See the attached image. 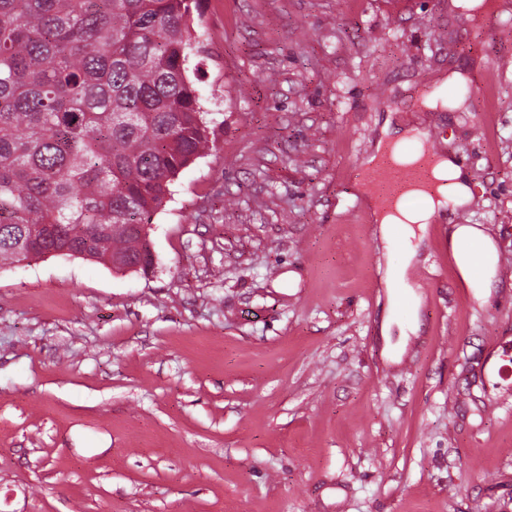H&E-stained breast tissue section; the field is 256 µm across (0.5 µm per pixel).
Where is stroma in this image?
<instances>
[{"instance_id":"stroma-1","label":"stroma","mask_w":512,"mask_h":512,"mask_svg":"<svg viewBox=\"0 0 512 512\" xmlns=\"http://www.w3.org/2000/svg\"><path fill=\"white\" fill-rule=\"evenodd\" d=\"M199 5L216 142L153 215L151 269L0 270V512H512L490 351L512 344V19ZM456 73L457 107H427ZM389 115L461 159L474 197L416 245L431 277L407 340L386 287L405 251L354 213ZM461 224L497 250L479 292L448 248Z\"/></svg>"}]
</instances>
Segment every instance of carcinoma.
Returning <instances> with one entry per match:
<instances>
[{
	"label": "carcinoma",
	"mask_w": 512,
	"mask_h": 512,
	"mask_svg": "<svg viewBox=\"0 0 512 512\" xmlns=\"http://www.w3.org/2000/svg\"><path fill=\"white\" fill-rule=\"evenodd\" d=\"M198 0H0V266L121 269L178 172L212 148Z\"/></svg>",
	"instance_id": "cac0c4a2"
}]
</instances>
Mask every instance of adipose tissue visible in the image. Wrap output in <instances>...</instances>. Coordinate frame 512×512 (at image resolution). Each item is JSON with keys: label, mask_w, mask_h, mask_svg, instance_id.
I'll return each instance as SVG.
<instances>
[{"label": "adipose tissue", "mask_w": 512, "mask_h": 512, "mask_svg": "<svg viewBox=\"0 0 512 512\" xmlns=\"http://www.w3.org/2000/svg\"><path fill=\"white\" fill-rule=\"evenodd\" d=\"M437 183L434 193H421V206L408 209L404 205L389 206L379 199L371 185H364L362 194L368 203L375 223L379 224L384 241H391L395 232H403L406 238H414L425 232L427 225L441 222L446 217L447 206L464 207L472 202V194L464 171L453 158H437L432 169ZM479 246L483 272L479 277L469 275L472 246ZM451 254L461 275L467 276L473 288H485L490 284L496 262V249L483 231L470 225H459L449 239Z\"/></svg>", "instance_id": "1"}]
</instances>
